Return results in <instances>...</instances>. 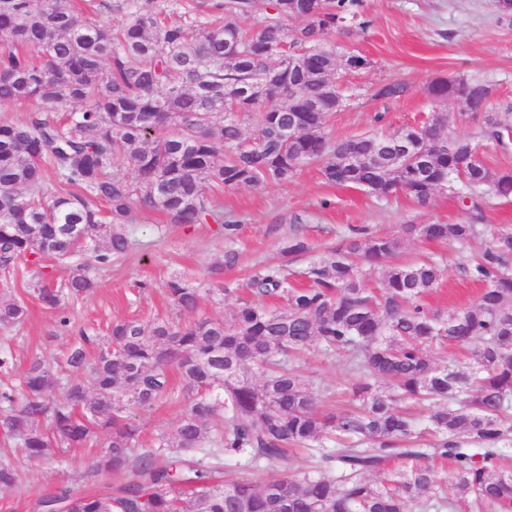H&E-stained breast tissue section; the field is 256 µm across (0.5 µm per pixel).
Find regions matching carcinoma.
Listing matches in <instances>:
<instances>
[{
    "label": "carcinoma",
    "mask_w": 512,
    "mask_h": 512,
    "mask_svg": "<svg viewBox=\"0 0 512 512\" xmlns=\"http://www.w3.org/2000/svg\"><path fill=\"white\" fill-rule=\"evenodd\" d=\"M94 2L0 0V103L36 104L23 121H0V330L28 317L12 292L19 279L69 327L65 302L95 287L90 271L134 250V211L232 231L212 208L214 191L284 182L309 163H321L330 185L378 198L401 191L420 207L439 190L465 194L470 222L404 228L405 237L460 248L481 232L478 190L512 196V171L490 169L470 140L437 141L448 122L440 112L388 133L329 131V115L346 104L337 80L368 64L330 37L366 30L365 0H270L271 13L259 18L254 0H117V26L87 9ZM214 12L223 24L209 21ZM430 90L447 103L469 98L465 117L482 114L485 137L503 126L484 111L487 85L454 76ZM405 92L385 83L372 98ZM242 114L255 120V137L244 136ZM396 134L414 154H431L445 178L421 181ZM358 157L363 163L343 175ZM351 236L347 250L312 263L306 287L279 267L253 275L260 301L227 315L195 316L200 289L174 273L166 287L178 320H127L107 336L82 330L66 376L38 359L13 382V353L1 347L0 488L25 484L17 453L61 466L103 432L95 469L122 482L93 493L58 485L33 512H407L411 501L421 512H512V470L499 466L512 447V227L460 263L482 289L445 315L421 303L442 277L436 258L385 266L404 237L365 227ZM357 252L383 266L378 287L349 258ZM47 258L74 262L63 283L43 271ZM447 343L468 360L435 363L427 349ZM89 344L97 346L92 361ZM315 352L343 358L354 404L318 411L291 368ZM163 398L184 405L174 432L137 453L132 414ZM290 448L312 452L303 476L224 483V458L274 468ZM437 458L452 466V498L436 488L429 462ZM394 460L407 463L394 479H367Z\"/></svg>",
    "instance_id": "1"
}]
</instances>
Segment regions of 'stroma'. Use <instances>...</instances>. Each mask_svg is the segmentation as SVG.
Segmentation results:
<instances>
[{"instance_id":"obj_1","label":"stroma","mask_w":512,"mask_h":512,"mask_svg":"<svg viewBox=\"0 0 512 512\" xmlns=\"http://www.w3.org/2000/svg\"><path fill=\"white\" fill-rule=\"evenodd\" d=\"M365 10L370 20L365 32L335 37L344 50L365 57L370 65L345 78L343 90L350 102L329 119L334 136L373 130L379 112L385 115L380 125L389 131L427 120L431 113L427 88L442 77L462 75L482 81L491 88L489 111L512 110V17L499 14L494 0H365ZM393 81L406 84L407 93L393 100L372 99L377 85ZM460 110L455 103L447 106L450 133L475 137L479 155L490 168L512 170V141L501 147L480 138L479 120H457ZM212 204L223 212L225 221L234 223L232 233L209 223L173 225L161 234L156 226L163 223V216L133 213L128 227L137 241L135 249L98 274L90 294L67 303L65 312L72 323L103 336L120 321L175 317L165 289L174 272L187 274L201 288L199 314H225L250 300L246 283L255 271L281 265L294 275L304 272L324 250L344 247L351 226L365 225L380 234L399 236L407 224H457L469 219L465 206L451 191L436 192L424 208L402 193L379 199L326 184L316 162L302 166L285 182L215 193ZM296 235L304 237L309 249L292 255L287 247ZM229 248L238 254L231 267L224 264ZM429 252L435 254L444 274L426 297V305L445 313L474 303L480 286L461 273L454 248L410 239L393 260L412 261ZM143 282L149 283L148 291H140ZM225 283L233 284V292L222 298L213 295V288ZM28 305L26 322L7 333L20 374L36 358L62 357L72 342L69 331L59 326L56 311L45 309L33 298ZM296 369L310 384L320 412L337 411L350 400L352 378L341 359L314 353ZM181 412V405L167 399L137 412L143 445L151 446L158 435L171 432ZM68 458L62 469L36 459H19L26 484L19 490H0V512H32L39 493L65 482H76L84 491L111 483L110 475L91 476L90 452L74 450ZM307 467V457L301 452L285 465L264 470L229 458L224 462V480L263 483L286 474L303 475Z\"/></svg>"}]
</instances>
